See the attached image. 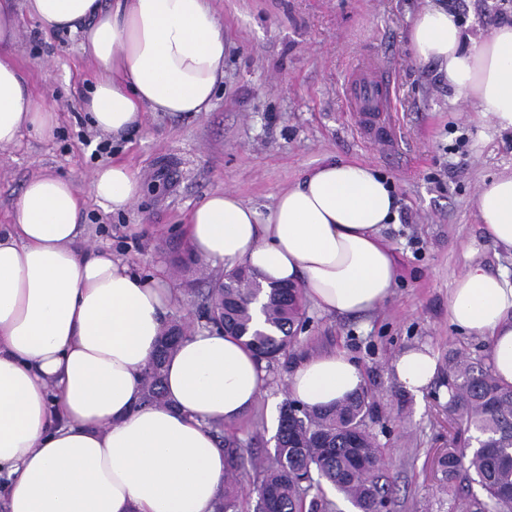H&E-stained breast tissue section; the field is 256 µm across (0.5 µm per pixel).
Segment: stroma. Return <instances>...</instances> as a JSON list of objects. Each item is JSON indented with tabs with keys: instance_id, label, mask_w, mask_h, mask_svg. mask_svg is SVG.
<instances>
[{
	"instance_id": "obj_1",
	"label": "stroma",
	"mask_w": 512,
	"mask_h": 512,
	"mask_svg": "<svg viewBox=\"0 0 512 512\" xmlns=\"http://www.w3.org/2000/svg\"><path fill=\"white\" fill-rule=\"evenodd\" d=\"M479 36L512 20V0H438ZM426 0H212L224 22V80L206 112H150L121 139L91 129L80 94L97 70L76 38L47 34L24 19L12 48L33 95L58 114L51 139L24 136L0 149V224L30 178L54 173L86 190L91 172L121 161L142 179L130 210L105 212L87 199L89 244L125 259L137 272L165 267L182 293L170 320L203 326L195 289L221 267L177 272L189 250L183 226L193 207L217 190L234 191L267 215L275 197L327 156L363 162L387 177L398 199L395 223L382 234L397 259L392 299L369 316L332 317L307 308L308 323L287 365L268 370L260 404L236 426L245 454L273 455L267 414L287 396L299 359L340 351L359 366L374 401L369 430L384 450L392 512H461L437 460L457 430L443 379L455 349L486 355L487 341L448 323V291L470 264L512 275V254L496 248L478 221L483 182L512 173V132L495 131L480 105L448 88L431 63L414 60L408 32ZM365 55L385 63L395 86L390 148L361 135L346 104L349 72ZM110 149L96 153L95 146ZM430 346L437 374L421 392L394 377L404 350Z\"/></svg>"
}]
</instances>
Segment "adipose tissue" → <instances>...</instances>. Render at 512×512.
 <instances>
[{
    "instance_id": "obj_1",
    "label": "adipose tissue",
    "mask_w": 512,
    "mask_h": 512,
    "mask_svg": "<svg viewBox=\"0 0 512 512\" xmlns=\"http://www.w3.org/2000/svg\"><path fill=\"white\" fill-rule=\"evenodd\" d=\"M46 33L78 35L98 73L81 100L92 126L120 138L149 112H205L224 79V25L211 0H0V147L23 132L52 137L57 113L33 96L11 48L22 16ZM415 60L474 98L512 131V22L467 39L454 12L433 4L410 29ZM139 177L98 167L87 193L53 174L29 179L0 225V476L6 512H215L224 451L213 425L245 418L268 374L243 340L187 330L164 368L167 403L142 402V376L181 295L164 270L134 273L85 244V197L123 212ZM486 238L512 252V173L481 185ZM386 178L366 163L322 159L280 192L267 216L218 190L192 210V252L263 282L300 286L334 316L372 313L394 293L396 265L381 230L397 218ZM448 322L487 337L494 375L512 385V276L468 266L448 298ZM395 377L417 392L437 372L426 346L403 351ZM363 387L359 367L332 352L299 363L290 392L329 407Z\"/></svg>"
}]
</instances>
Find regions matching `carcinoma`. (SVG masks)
Returning <instances> with one entry per match:
<instances>
[{
	"label": "carcinoma",
	"instance_id": "obj_1",
	"mask_svg": "<svg viewBox=\"0 0 512 512\" xmlns=\"http://www.w3.org/2000/svg\"><path fill=\"white\" fill-rule=\"evenodd\" d=\"M261 291L268 328L251 333V303ZM201 295L204 318L224 315V331L249 335L246 344L270 364L288 359L307 323L301 289L274 282L263 289L246 267L210 280ZM174 347L161 338L143 378V404H165L163 370ZM445 386L448 414L459 419L461 428L456 444L438 460L444 480L453 484L472 477L481 486L485 497L468 500L467 512H512V386L502 384L485 359L463 352L448 357ZM370 409L364 390L329 408L285 400L274 455L261 470L254 512H341L328 498L326 484L356 512H374L377 503L391 502L383 450L365 424ZM215 434L226 462L215 512H241L238 477L257 463L244 455L224 426H215Z\"/></svg>",
	"mask_w": 512,
	"mask_h": 512
}]
</instances>
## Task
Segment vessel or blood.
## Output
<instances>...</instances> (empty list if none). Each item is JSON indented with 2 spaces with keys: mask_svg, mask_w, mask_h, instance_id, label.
I'll return each instance as SVG.
<instances>
[{
  "mask_svg": "<svg viewBox=\"0 0 512 512\" xmlns=\"http://www.w3.org/2000/svg\"><path fill=\"white\" fill-rule=\"evenodd\" d=\"M346 99L357 113L359 128L368 137L387 141L385 115L393 109L394 87L383 66L368 64L357 70L346 85Z\"/></svg>",
  "mask_w": 512,
  "mask_h": 512,
  "instance_id": "1",
  "label": "vessel or blood"
}]
</instances>
